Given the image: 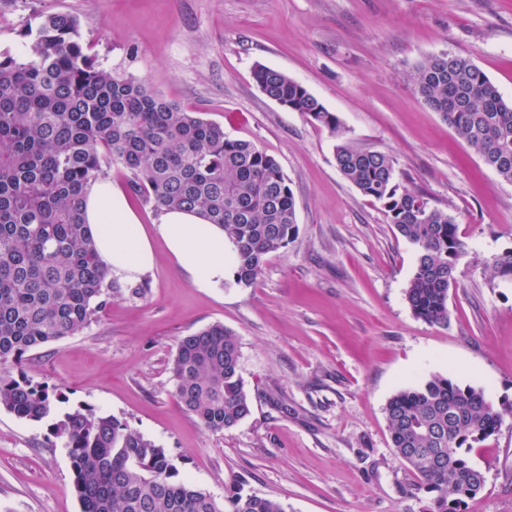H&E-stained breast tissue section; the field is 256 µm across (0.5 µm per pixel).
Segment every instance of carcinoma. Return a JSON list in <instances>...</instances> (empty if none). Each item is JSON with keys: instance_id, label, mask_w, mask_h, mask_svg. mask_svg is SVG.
Segmentation results:
<instances>
[{"instance_id": "1", "label": "carcinoma", "mask_w": 512, "mask_h": 512, "mask_svg": "<svg viewBox=\"0 0 512 512\" xmlns=\"http://www.w3.org/2000/svg\"><path fill=\"white\" fill-rule=\"evenodd\" d=\"M91 48L78 18L58 11L41 17L23 59L0 53V408L28 421L53 419L81 512H285L237 485L219 504L180 476L166 449L126 423L80 406L56 419L61 393L12 374L25 353L82 332L112 298L144 295L142 284L124 292L114 284L83 220L86 191L113 166L155 210L198 209L222 225L239 287L254 286L268 255L298 233L295 198L275 157L144 82L101 68ZM254 79L269 99L338 139L340 174L417 247L405 291L413 314L448 325V292L468 254L455 217L404 185L389 155L346 140L336 113L301 83L267 66L256 67ZM413 90L512 182V105L478 66L461 55H428L415 66ZM491 277L512 281V248L495 260ZM171 373L177 402L204 428L229 430L251 414L239 343L223 324L183 337ZM386 416L393 448L419 475L417 490L432 495V512H458L482 490L485 475L467 454L503 422L482 388L434 375L396 393Z\"/></svg>"}]
</instances>
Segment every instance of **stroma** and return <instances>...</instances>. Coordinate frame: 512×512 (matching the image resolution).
<instances>
[{
    "label": "stroma",
    "instance_id": "35a3bbf8",
    "mask_svg": "<svg viewBox=\"0 0 512 512\" xmlns=\"http://www.w3.org/2000/svg\"><path fill=\"white\" fill-rule=\"evenodd\" d=\"M68 11L100 66L255 141L280 162L298 234L259 282L201 290L163 245L144 297H117L90 327L27 353L21 371L65 394L64 414H109L165 448L181 475L223 500L232 484L286 512H428L395 454L385 407L443 375L479 386L503 413L469 459L485 475L464 512H512V282L490 278L512 248V182L413 92L414 66L470 58L512 102V0H0V53L21 56L47 11ZM265 65L304 85L353 144L388 154L404 184L455 216L469 254L447 325L410 309L416 247L337 170L335 137L258 88ZM233 331L253 401L212 432L178 404L182 337ZM71 463L47 422L0 410V512H81Z\"/></svg>",
    "mask_w": 512,
    "mask_h": 512
}]
</instances>
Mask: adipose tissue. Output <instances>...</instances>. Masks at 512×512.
<instances>
[{
  "label": "adipose tissue",
  "instance_id": "ef3b65f1",
  "mask_svg": "<svg viewBox=\"0 0 512 512\" xmlns=\"http://www.w3.org/2000/svg\"><path fill=\"white\" fill-rule=\"evenodd\" d=\"M83 211L101 262L119 279L137 281L153 269L157 240L194 287H222L234 266L233 245L222 227L192 212L163 209L152 228H145L118 182L93 184L84 196Z\"/></svg>",
  "mask_w": 512,
  "mask_h": 512
}]
</instances>
